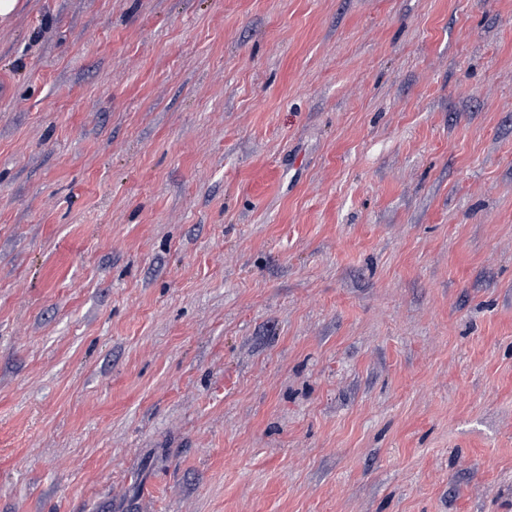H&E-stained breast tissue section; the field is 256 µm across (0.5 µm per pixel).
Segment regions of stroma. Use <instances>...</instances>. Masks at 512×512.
I'll list each match as a JSON object with an SVG mask.
<instances>
[{
  "label": "stroma",
  "instance_id": "35a3bbf8",
  "mask_svg": "<svg viewBox=\"0 0 512 512\" xmlns=\"http://www.w3.org/2000/svg\"><path fill=\"white\" fill-rule=\"evenodd\" d=\"M0 79V512H512V0H26Z\"/></svg>",
  "mask_w": 512,
  "mask_h": 512
}]
</instances>
